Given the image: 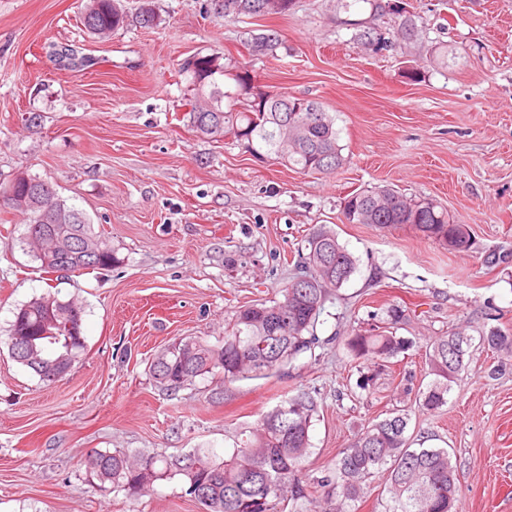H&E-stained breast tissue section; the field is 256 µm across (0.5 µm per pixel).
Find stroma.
Listing matches in <instances>:
<instances>
[{
  "label": "stroma",
  "mask_w": 512,
  "mask_h": 512,
  "mask_svg": "<svg viewBox=\"0 0 512 512\" xmlns=\"http://www.w3.org/2000/svg\"><path fill=\"white\" fill-rule=\"evenodd\" d=\"M205 2L153 0L157 26L91 36L87 0H0V183L20 173L51 182L119 259L102 273L46 274L19 243L25 215L0 211V337L17 307L48 292L86 309V351L55 384L0 344V512H199L176 479L103 495L84 460L94 450L220 453L302 391L317 402L306 473L406 409L410 434L448 448L460 512H512V358L488 378L498 358L473 344L447 404L430 412L417 402L431 339L512 330V0H403L418 37L377 52L338 20L336 0L240 18ZM264 29L280 45L250 55L247 41ZM65 44L96 65L59 66L52 48ZM196 54L231 58L261 89L322 102L346 164L303 173L233 137L192 132L181 65ZM384 185L441 202L468 225L471 249L448 251L409 225L344 222L348 194ZM322 225L357 269L326 303L314 353L265 379L208 375L176 392L156 384L157 351L186 336L222 343L238 307L279 298ZM493 251L507 260L490 268ZM390 305L404 309L398 333L411 342L394 369L414 388L382 375L360 389L369 370L346 339L385 326Z\"/></svg>",
  "instance_id": "stroma-1"
}]
</instances>
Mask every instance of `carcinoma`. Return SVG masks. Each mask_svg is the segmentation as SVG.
I'll return each instance as SVG.
<instances>
[{"label": "carcinoma", "instance_id": "1", "mask_svg": "<svg viewBox=\"0 0 512 512\" xmlns=\"http://www.w3.org/2000/svg\"><path fill=\"white\" fill-rule=\"evenodd\" d=\"M222 2L224 16L254 17L286 15L294 0H280L281 6L260 13L258 0H211ZM392 0H336L344 13L364 4L370 17L398 15L395 28H384L385 37L361 20H348L355 37L375 51L392 49L416 40L418 29L404 9ZM150 0L139 11L128 14L120 0H89L81 23L93 35L114 33L132 23L151 28L159 23ZM271 30L255 35L247 43L255 56H264L278 45ZM212 55H195L181 67L190 76L191 106L183 120L198 135L214 139L238 132L241 140L258 156L283 160L302 172L328 174L346 162L338 144L336 120L322 103L309 100L312 112H289L287 104L297 101L275 93L264 104L250 92V75L232 72L230 64L213 68ZM0 206L27 215V231L43 234L46 244L23 241L27 253L47 273L65 276L89 271H109L118 263L112 245L93 229L82 210L67 205L47 181L18 175L0 184ZM342 215L348 224H410L427 238L453 250L472 245L466 224L458 223L448 210L430 198L407 199L396 190L383 187L356 192L344 201ZM72 240L96 252L92 262L77 252L61 251L54 262L45 263L51 247ZM297 275L281 290V298L255 303L236 311L224 331V342L212 345L198 336L181 338L152 358L149 372L161 388L177 391L208 374H223L232 383L243 379L268 378L283 371L299 355L320 344L316 326L333 291L348 282L357 268L356 258L342 245L336 233L325 227L307 239L305 252L298 255ZM78 301L55 294L36 297L14 314L5 343L11 357L49 384L57 359L67 354L58 338L69 334L71 311ZM473 337L463 331L433 340L428 349L434 379L419 392V405L436 411L448 403L451 379L463 368ZM479 342L497 354H512V332L492 329ZM354 359L374 364L382 371L391 360L409 348V342L391 332L356 334L347 341ZM316 405L307 393L282 401L265 414L249 436L234 442L220 455L212 449H195L179 457L136 455L122 450H96L84 462L86 473L109 495L126 492L139 495L160 480L177 476L184 494L202 507V512H308L307 504L320 502L318 512H354L363 498L367 482L377 473L389 475V499L383 512H457L458 487L455 467L448 449L427 447L425 440L407 434L408 414L371 423L336 458L333 467L318 476H306L303 462L310 455V430Z\"/></svg>", "mask_w": 512, "mask_h": 512}]
</instances>
